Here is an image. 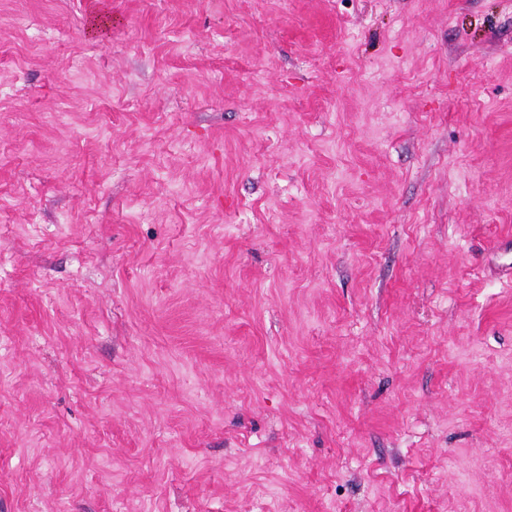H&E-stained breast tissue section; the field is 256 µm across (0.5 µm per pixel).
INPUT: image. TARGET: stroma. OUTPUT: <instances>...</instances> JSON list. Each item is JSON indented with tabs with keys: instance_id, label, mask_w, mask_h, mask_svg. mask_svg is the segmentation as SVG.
Segmentation results:
<instances>
[{
	"instance_id": "stroma-1",
	"label": "stroma",
	"mask_w": 512,
	"mask_h": 512,
	"mask_svg": "<svg viewBox=\"0 0 512 512\" xmlns=\"http://www.w3.org/2000/svg\"><path fill=\"white\" fill-rule=\"evenodd\" d=\"M0 0V512H512V0Z\"/></svg>"
}]
</instances>
